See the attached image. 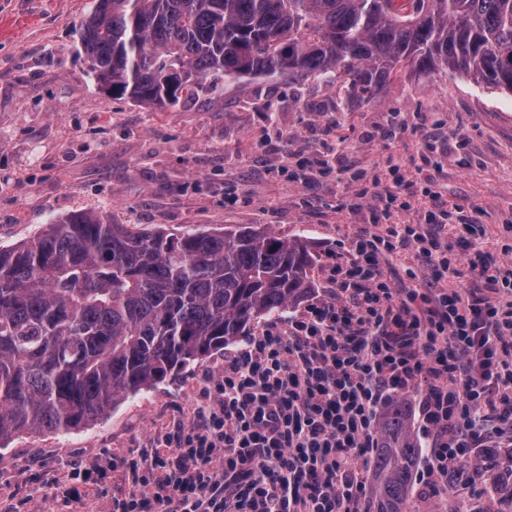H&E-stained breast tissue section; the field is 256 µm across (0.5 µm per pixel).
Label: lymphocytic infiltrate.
Masks as SVG:
<instances>
[{
    "instance_id": "1",
    "label": "lymphocytic infiltrate",
    "mask_w": 512,
    "mask_h": 512,
    "mask_svg": "<svg viewBox=\"0 0 512 512\" xmlns=\"http://www.w3.org/2000/svg\"><path fill=\"white\" fill-rule=\"evenodd\" d=\"M374 178L376 219L360 231L330 279L348 301L308 306L287 328L272 325L205 378L194 417L147 453L115 459L132 481L112 512H351L363 495L360 456L376 446L385 393L418 392L421 428L434 441L439 473L479 448L477 419L512 424V263L466 245L488 289L442 288L452 271L441 232L450 215L435 175L410 180L401 161ZM429 207L419 222L404 190ZM415 245L425 285L396 288L382 267Z\"/></svg>"
}]
</instances>
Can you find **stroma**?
I'll return each mask as SVG.
<instances>
[{
    "label": "stroma",
    "instance_id": "stroma-1",
    "mask_svg": "<svg viewBox=\"0 0 512 512\" xmlns=\"http://www.w3.org/2000/svg\"><path fill=\"white\" fill-rule=\"evenodd\" d=\"M94 0H0V246L29 239L58 217L96 211L134 232L180 233L257 226L300 235L315 253L312 301L335 295L328 270L369 227L376 205L361 196L358 173L376 174L388 154L408 170L432 146L442 200L459 207L470 229L448 233L456 272L444 288L484 287L458 259L459 235L501 256L512 246V92L436 71L404 72L372 100L342 81L247 78L224 83L223 100L144 109L112 97L93 80L75 32ZM344 149L332 172L306 184L284 166L314 160L332 144ZM305 310L290 307L251 325L248 336L191 364L142 395L123 400L94 425L65 434L14 436L0 450V512H112L125 484L109 470L193 418L200 384L270 324ZM91 470L77 502L58 486L74 467ZM413 485L414 512H447L449 497L482 512L497 503L480 489Z\"/></svg>",
    "mask_w": 512,
    "mask_h": 512
}]
</instances>
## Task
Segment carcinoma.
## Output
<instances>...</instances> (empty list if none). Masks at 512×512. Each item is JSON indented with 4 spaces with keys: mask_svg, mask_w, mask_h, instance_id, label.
I'll return each instance as SVG.
<instances>
[{
    "mask_svg": "<svg viewBox=\"0 0 512 512\" xmlns=\"http://www.w3.org/2000/svg\"><path fill=\"white\" fill-rule=\"evenodd\" d=\"M79 41L98 84L149 109L214 97L224 79H341L362 100L406 69L512 92V0H96ZM299 236L242 226L132 232L92 212L0 248V447L67 433L305 299ZM363 512H410L422 445L408 399L379 412ZM491 481L512 512V450L483 448L448 489Z\"/></svg>",
    "mask_w": 512,
    "mask_h": 512,
    "instance_id": "obj_1",
    "label": "carcinoma"
}]
</instances>
